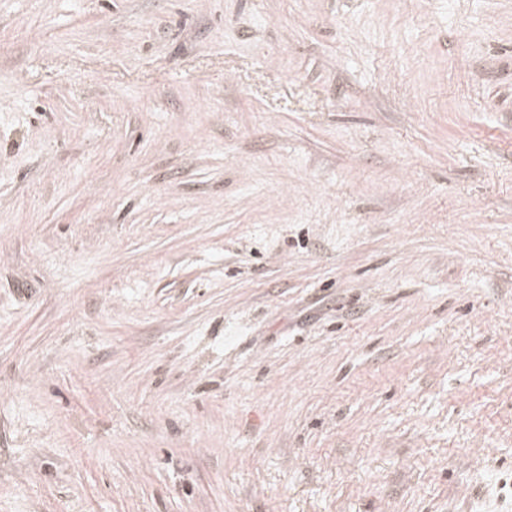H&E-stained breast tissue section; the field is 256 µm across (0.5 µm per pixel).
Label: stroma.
<instances>
[{
	"mask_svg": "<svg viewBox=\"0 0 512 512\" xmlns=\"http://www.w3.org/2000/svg\"><path fill=\"white\" fill-rule=\"evenodd\" d=\"M0 512H512V0H0Z\"/></svg>",
	"mask_w": 512,
	"mask_h": 512,
	"instance_id": "1",
	"label": "stroma"
}]
</instances>
